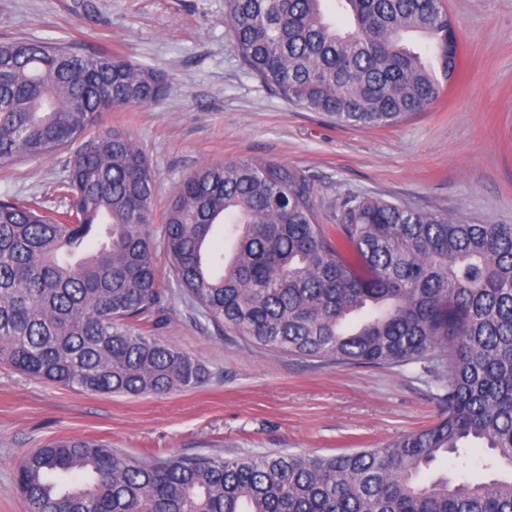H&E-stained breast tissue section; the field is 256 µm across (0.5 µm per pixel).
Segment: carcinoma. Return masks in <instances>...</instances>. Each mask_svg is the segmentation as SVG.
I'll list each match as a JSON object with an SVG mask.
<instances>
[{"label": "carcinoma", "mask_w": 512, "mask_h": 512, "mask_svg": "<svg viewBox=\"0 0 512 512\" xmlns=\"http://www.w3.org/2000/svg\"><path fill=\"white\" fill-rule=\"evenodd\" d=\"M224 0L232 47L288 101L350 127H391L456 77L458 32L441 0ZM414 33L424 56L404 43ZM157 70L38 39L0 42V160L72 149L50 212L0 199V360L79 392L155 396L197 388V358L150 317L166 289L251 346L338 366L436 362L440 420L378 448L132 457L87 438L25 455L27 512H512V224L353 196L319 218L304 171L266 161L205 164L177 188L156 244V175L103 103L150 106ZM499 475L419 474L471 442Z\"/></svg>", "instance_id": "carcinoma-1"}]
</instances>
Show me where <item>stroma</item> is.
<instances>
[{
	"mask_svg": "<svg viewBox=\"0 0 512 512\" xmlns=\"http://www.w3.org/2000/svg\"><path fill=\"white\" fill-rule=\"evenodd\" d=\"M0 0V42L33 38L121 55L165 75L147 107L103 113L157 177L156 212L204 164L264 160L306 171L321 216L373 196L475 224H512V0H442L462 71L422 114L386 128L342 127L288 102L231 47L224 0ZM69 150L0 163V198L63 210ZM157 334L201 360L203 386L167 396H102L0 363V512H26L14 472L53 438H93L123 455H324L373 448L434 422L433 365L345 368L225 335L173 293Z\"/></svg>",
	"mask_w": 512,
	"mask_h": 512,
	"instance_id": "stroma-1",
	"label": "stroma"
}]
</instances>
